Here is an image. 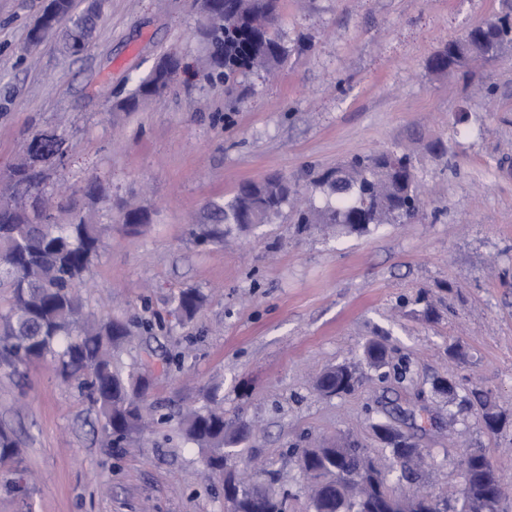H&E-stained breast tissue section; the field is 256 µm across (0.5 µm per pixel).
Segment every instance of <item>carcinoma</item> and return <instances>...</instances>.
<instances>
[{
    "label": "carcinoma",
    "mask_w": 512,
    "mask_h": 512,
    "mask_svg": "<svg viewBox=\"0 0 512 512\" xmlns=\"http://www.w3.org/2000/svg\"><path fill=\"white\" fill-rule=\"evenodd\" d=\"M223 2L224 26L203 32L210 45L209 73L229 83L254 69L282 65L288 49L274 30L281 0ZM90 15L88 10L75 15L74 0H53L52 13H42L37 22L52 17L59 23L66 18L86 23ZM509 51L512 0H502L499 14L446 44L429 59L427 68L433 73L461 71L471 76L476 67L500 62ZM169 85L170 70L163 57L133 91L112 101L110 111L135 112ZM8 181L14 197L27 196L32 179L26 164L15 166ZM304 189L319 194L323 204L295 210L296 223L334 224L345 233L412 222L424 206L411 159L382 152L338 164L313 176L304 187L278 174L243 182L224 206L216 208V223L208 225L203 236L221 244L228 225L268 224ZM146 222V213L138 207L126 206L119 215V223L131 234ZM110 232L112 225L84 218L56 224L48 211L31 217L17 208H0V367L15 371L31 362L54 361L59 376L75 383L97 410L109 448L142 432L150 389L145 370H126L117 361V352L128 343L130 324L90 317L79 294ZM175 302L174 315L190 320L200 309L203 294L185 288ZM364 354L376 367L387 364L386 351L376 341L365 345ZM354 381L355 373L339 365L322 373L316 388L334 396L351 391ZM205 401L204 407L182 413L177 428L198 449L202 465L221 477L224 500L232 502L229 512H289L287 492L270 482L246 483L240 478L234 448L247 439L250 423L239 416L226 417L223 386H209ZM383 441L392 455L404 460L402 477L419 478L423 458L387 434ZM300 455L316 512H435L431 493L390 490L382 467L355 442H324L301 449ZM21 462V441L1 426L0 465L8 469L0 475L4 485L15 491L21 490L23 481ZM489 463L479 448L460 460L461 469L472 475L468 498L480 501L486 512H499L501 498L487 479Z\"/></svg>",
    "instance_id": "carcinoma-1"
}]
</instances>
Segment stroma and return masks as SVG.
Here are the masks:
<instances>
[{
  "mask_svg": "<svg viewBox=\"0 0 512 512\" xmlns=\"http://www.w3.org/2000/svg\"><path fill=\"white\" fill-rule=\"evenodd\" d=\"M45 0H0V191L37 132L68 146L47 192L75 196L112 233L82 290L94 316L134 322L125 365L150 362V413L167 416L137 448L105 447L95 410L44 361L0 369V423L23 445L28 497L0 486V512H227L219 478L179 435L181 410L224 387V412L253 424L238 466L270 465L303 512L299 449L349 437L375 457L389 422L430 449L422 482L459 512L460 458L482 449L512 512V58L487 66L489 98L428 59L497 12L498 0H281L277 32L289 47L274 74L250 73L233 90L178 72L135 112H114L173 52L204 53L198 0H103L87 50L63 33L25 53ZM411 156L425 207L409 224L340 235L302 229L281 213L199 242L209 207L245 181L310 173L357 155ZM148 216L124 232L123 204ZM196 288L205 303L172 319L174 298ZM167 329L137 327L146 312ZM387 351L376 368L366 341ZM343 363L358 381L325 397L316 376ZM447 379L452 393L437 389ZM504 412L496 431L483 406Z\"/></svg>",
  "mask_w": 512,
  "mask_h": 512,
  "instance_id": "obj_1",
  "label": "stroma"
}]
</instances>
